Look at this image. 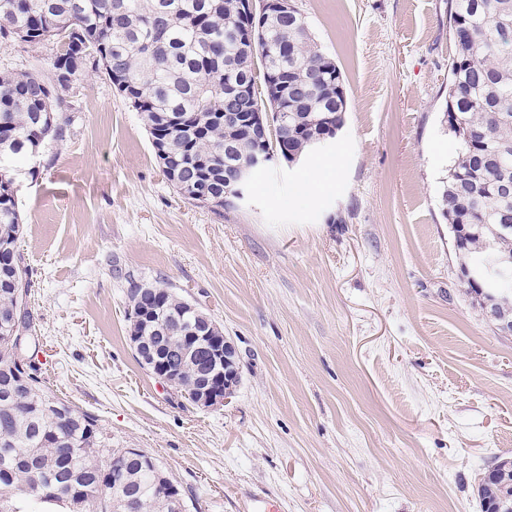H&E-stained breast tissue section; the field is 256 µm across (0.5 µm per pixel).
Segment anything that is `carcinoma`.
<instances>
[{"instance_id": "1", "label": "carcinoma", "mask_w": 512, "mask_h": 512, "mask_svg": "<svg viewBox=\"0 0 512 512\" xmlns=\"http://www.w3.org/2000/svg\"><path fill=\"white\" fill-rule=\"evenodd\" d=\"M236 0H0V45L36 46L60 40L52 76L0 71V245L16 247L21 214L13 184L35 173L34 153L61 138L62 91L86 70H104L129 107L142 114L152 146H167V180L178 171L186 200L224 208V160L246 163L257 145L224 128V76L260 81L252 110L265 106L266 77L278 76L288 112L283 147L306 152L307 140L329 132L323 118L344 123L343 75L312 39L301 13L270 10L242 19ZM455 52L445 116L459 151L441 195L448 224H471L459 237V258L481 260L493 241L512 256V0H451ZM259 29V42L244 36ZM29 273L19 253L0 255V512H172L185 495L141 450L112 447L97 417L48 394L38 368L25 371L12 357L5 323L35 328L28 304ZM130 290L129 325L147 309L146 333L161 326L179 388L196 394L207 351L185 354L195 323L219 328L167 288ZM481 502L512 507V457L501 456L478 485Z\"/></svg>"}]
</instances>
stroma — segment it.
<instances>
[{
    "label": "stroma",
    "mask_w": 512,
    "mask_h": 512,
    "mask_svg": "<svg viewBox=\"0 0 512 512\" xmlns=\"http://www.w3.org/2000/svg\"><path fill=\"white\" fill-rule=\"evenodd\" d=\"M340 68L331 144L272 164L238 207L184 200L102 72L65 91L64 136L17 193L46 387L154 457L190 512H481L479 480L512 455V335L459 275L441 191L448 0H293ZM48 45L0 70L49 76ZM334 179L305 195L307 172ZM169 286L238 354L224 406L199 408L137 361L131 282Z\"/></svg>",
    "instance_id": "stroma-1"
}]
</instances>
